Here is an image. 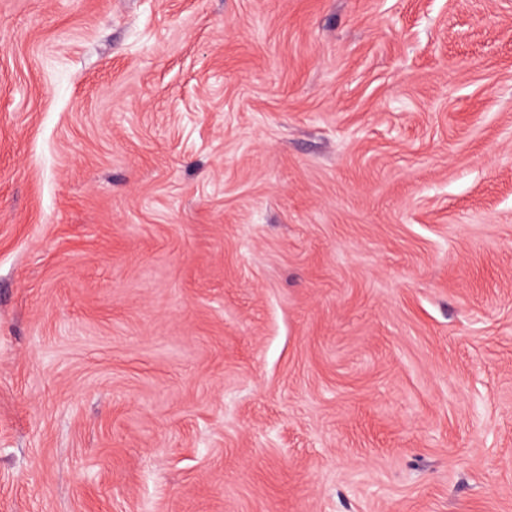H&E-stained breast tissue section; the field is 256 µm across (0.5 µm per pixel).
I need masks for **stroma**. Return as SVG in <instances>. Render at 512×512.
<instances>
[{
	"mask_svg": "<svg viewBox=\"0 0 512 512\" xmlns=\"http://www.w3.org/2000/svg\"><path fill=\"white\" fill-rule=\"evenodd\" d=\"M0 512H512V0H0Z\"/></svg>",
	"mask_w": 512,
	"mask_h": 512,
	"instance_id": "obj_1",
	"label": "stroma"
}]
</instances>
